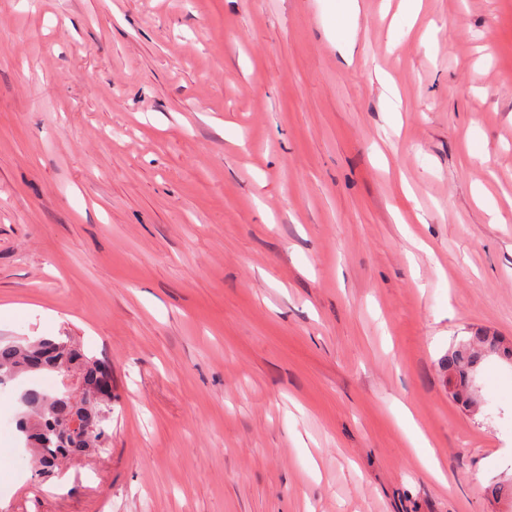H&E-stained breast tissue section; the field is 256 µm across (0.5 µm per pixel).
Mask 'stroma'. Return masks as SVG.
<instances>
[{"mask_svg":"<svg viewBox=\"0 0 512 512\" xmlns=\"http://www.w3.org/2000/svg\"><path fill=\"white\" fill-rule=\"evenodd\" d=\"M358 3L0 0V339L112 367L0 512H512V0ZM473 336H468L467 346L461 350L455 348L448 349V355L444 358L446 369L453 368L455 373L461 377L476 374L477 368L481 361L485 358V354L481 352V348L490 344H496L497 341L483 332L476 330ZM498 346V345H497ZM452 372H448V390H451L453 398L459 396L463 392V388L459 382L458 376ZM401 425L403 429L408 433L410 441L413 445V448L416 450V455L418 458H422L427 454L428 448H431L429 440L418 427L416 421L414 420L411 412L406 409L404 412L403 419L401 420Z\"/></svg>","mask_w":512,"mask_h":512,"instance_id":"1","label":"stroma"}]
</instances>
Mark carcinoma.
Returning <instances> with one entry per match:
<instances>
[{
    "label": "carcinoma",
    "instance_id": "1",
    "mask_svg": "<svg viewBox=\"0 0 512 512\" xmlns=\"http://www.w3.org/2000/svg\"><path fill=\"white\" fill-rule=\"evenodd\" d=\"M496 340L476 330L467 337L461 350L450 348L444 358L446 368L464 377L477 372L484 359L481 348ZM76 375L82 384V394L70 401L66 390L48 393L38 386L21 395L25 411L16 420L17 431L26 446L34 452L38 472L51 475L63 462L100 451L107 447L111 435L107 422L112 415V376L104 361L88 355L71 337L54 339L16 337L0 340V385L21 376L57 374ZM74 413L92 418V427L68 443H61L53 423Z\"/></svg>",
    "mask_w": 512,
    "mask_h": 512
}]
</instances>
